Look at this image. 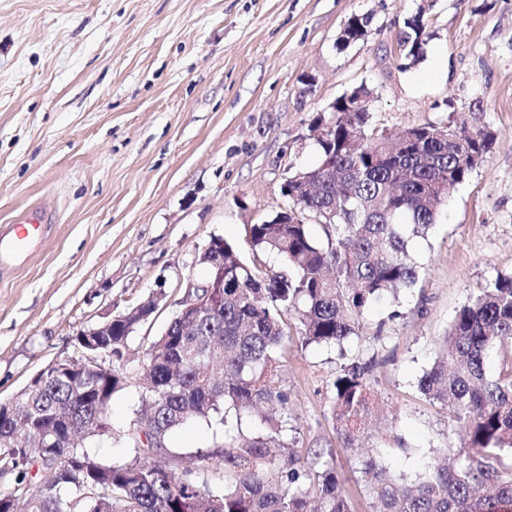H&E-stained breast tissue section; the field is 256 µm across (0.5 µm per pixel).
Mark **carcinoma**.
<instances>
[{
  "instance_id": "cac0c4a2",
  "label": "carcinoma",
  "mask_w": 512,
  "mask_h": 512,
  "mask_svg": "<svg viewBox=\"0 0 512 512\" xmlns=\"http://www.w3.org/2000/svg\"><path fill=\"white\" fill-rule=\"evenodd\" d=\"M430 38L424 7L405 22L402 47L418 62ZM334 139L320 141L316 168L330 169L314 197L286 198L299 224H252L254 249L281 256L285 267L260 276L224 243V273L209 268L213 285L191 318L177 316L145 348L140 374L127 371L130 337L154 314L149 299L118 315L112 333L93 351L112 369L47 373L0 410V466L14 487L0 491V512H351L333 468L307 481L295 453L270 443L288 431V398L278 391L274 354L288 338L284 315L295 311L301 339L344 347L358 335L365 309L418 279L409 242L424 236L448 195L485 161L494 134L451 123L393 135L369 131L370 113L336 100ZM324 228L314 237L306 217ZM512 346V277H499L457 311L442 336L421 392L448 407L464 428L467 451L454 466L437 457L412 482H402L368 461L364 474L374 512H512V371L491 378L485 358L495 346ZM375 360L352 357L333 382L331 419L346 445H355L371 413L369 379ZM141 406L130 424L128 460L103 463L70 444L46 437V447L24 444L25 435L71 418L85 436L112 431L113 396L130 383ZM264 404L267 433L233 438L220 452L173 455L179 471L147 460L166 449L172 432L192 420L250 413ZM58 470L31 475L44 459ZM224 473V487L199 484L194 461Z\"/></svg>"
}]
</instances>
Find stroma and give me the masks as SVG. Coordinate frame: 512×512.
<instances>
[{
    "mask_svg": "<svg viewBox=\"0 0 512 512\" xmlns=\"http://www.w3.org/2000/svg\"><path fill=\"white\" fill-rule=\"evenodd\" d=\"M420 2L0 0V226L40 204L54 211L40 248L0 274V402L75 356L76 333L102 313L158 296L159 312L129 341L142 351L187 281L206 280L199 256L211 238L260 273L281 270L248 229L284 205L286 178L317 164V118L364 85L376 131L452 122L495 140L411 241L417 284L369 306L357 336L305 347L297 315L286 317L281 442L311 474L334 466L351 512H373L365 461L410 482L436 455L457 453L462 430L419 380L461 305L512 275V0H432L431 38L409 66L400 40ZM354 15L369 18L368 35L339 47ZM346 354L377 360L372 419L353 450L329 414ZM139 406L138 388L116 393L111 435L84 449L128 459L123 433ZM264 432L256 414L195 420L156 458Z\"/></svg>",
    "mask_w": 512,
    "mask_h": 512,
    "instance_id": "35a3bbf8",
    "label": "stroma"
}]
</instances>
